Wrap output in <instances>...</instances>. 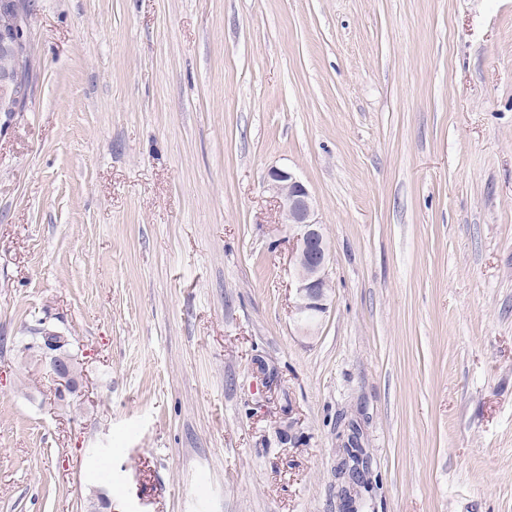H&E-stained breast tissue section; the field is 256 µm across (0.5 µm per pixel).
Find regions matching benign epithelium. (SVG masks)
I'll return each instance as SVG.
<instances>
[{
  "instance_id": "1",
  "label": "benign epithelium",
  "mask_w": 512,
  "mask_h": 512,
  "mask_svg": "<svg viewBox=\"0 0 512 512\" xmlns=\"http://www.w3.org/2000/svg\"><path fill=\"white\" fill-rule=\"evenodd\" d=\"M29 21L17 19L0 28V47L18 52L28 44ZM23 92L21 73L6 75L0 81V129L18 112L15 101ZM268 189L278 204L282 223L294 231L293 264L295 270V314L311 313L322 319L328 310L327 280L328 250L322 224L315 215L311 194L305 184L291 171L272 168L268 171ZM35 347L49 360L52 371L65 388L75 390L80 380L74 373L75 357L70 355L71 343L60 332L43 328L36 337Z\"/></svg>"
}]
</instances>
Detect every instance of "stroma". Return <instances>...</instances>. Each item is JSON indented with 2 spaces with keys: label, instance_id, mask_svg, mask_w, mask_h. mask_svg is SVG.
<instances>
[{
  "label": "stroma",
  "instance_id": "obj_1",
  "mask_svg": "<svg viewBox=\"0 0 512 512\" xmlns=\"http://www.w3.org/2000/svg\"><path fill=\"white\" fill-rule=\"evenodd\" d=\"M33 3L0 512H341L353 429L360 512H512V0ZM273 167L329 249L309 331ZM40 336H36V342L33 347H37L41 353V357L49 359L52 371L59 381H61L66 389L74 390L79 387L80 380L78 375L74 373L75 357L70 355V340L67 336H63L60 332L43 328ZM64 345L63 348H59Z\"/></svg>",
  "mask_w": 512,
  "mask_h": 512
}]
</instances>
